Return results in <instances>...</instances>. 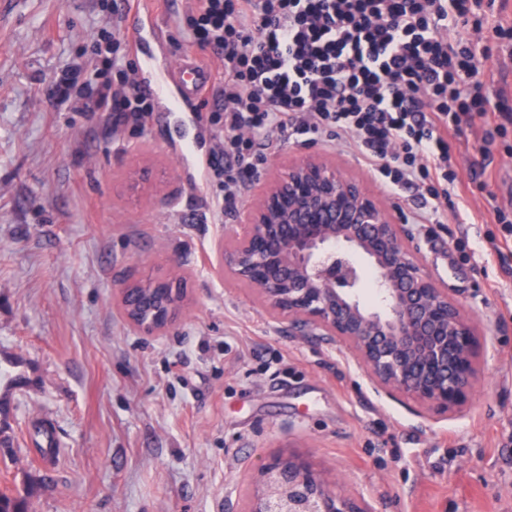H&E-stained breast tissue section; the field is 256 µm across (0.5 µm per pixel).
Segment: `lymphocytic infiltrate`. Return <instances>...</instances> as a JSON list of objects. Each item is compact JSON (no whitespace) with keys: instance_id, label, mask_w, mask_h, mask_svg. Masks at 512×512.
I'll use <instances>...</instances> for the list:
<instances>
[{"instance_id":"f902f5d3","label":"lymphocytic infiltrate","mask_w":512,"mask_h":512,"mask_svg":"<svg viewBox=\"0 0 512 512\" xmlns=\"http://www.w3.org/2000/svg\"><path fill=\"white\" fill-rule=\"evenodd\" d=\"M136 0H111L90 53L67 63L48 100L71 112L148 114L154 97L128 63L121 30ZM495 0H195L179 27L201 52L221 57L214 87L222 137L207 186L242 197L257 172V137L344 138L385 191L416 190L418 224L440 223L464 185L449 137L472 114L488 116L468 28L512 35Z\"/></svg>"}]
</instances>
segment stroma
<instances>
[{"label":"stroma","mask_w":512,"mask_h":512,"mask_svg":"<svg viewBox=\"0 0 512 512\" xmlns=\"http://www.w3.org/2000/svg\"><path fill=\"white\" fill-rule=\"evenodd\" d=\"M163 12L164 41L146 26L145 70L200 51ZM101 0H12L0 21V368L14 446L0 450V488L32 512H247L259 470L299 456L332 490L374 512H512V252L496 254L512 215V123L475 118L453 140L465 191L440 223L411 221L412 192L392 195L343 138L280 143L262 168L316 152L363 180L407 225L427 273L459 300L486 343L471 403L437 414L376 389L343 348L292 335L248 285L222 274L217 248L246 199L224 205L197 183L216 146L210 110L194 101V137L166 113L54 109V76L89 42ZM485 92L512 108V39H492ZM488 141L489 158L474 148ZM151 163L154 191L121 190ZM168 274L186 297L175 326H130L116 290ZM53 421L62 448L44 465L27 427Z\"/></svg>","instance_id":"stroma-1"}]
</instances>
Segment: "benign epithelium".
<instances>
[{"instance_id":"obj_1","label":"benign epithelium","mask_w":512,"mask_h":512,"mask_svg":"<svg viewBox=\"0 0 512 512\" xmlns=\"http://www.w3.org/2000/svg\"><path fill=\"white\" fill-rule=\"evenodd\" d=\"M149 164L131 168L125 190L152 189ZM408 232L336 163L320 154L285 159L252 185L230 239L218 245L223 274L254 288L273 317L307 336L345 347L372 385L390 396L453 411L470 400L480 340L461 305L432 280ZM363 258L378 279V308L358 288ZM124 283L119 299L129 324L153 335L176 322L183 289L169 279ZM249 512H373L330 490L300 457L261 466Z\"/></svg>"}]
</instances>
